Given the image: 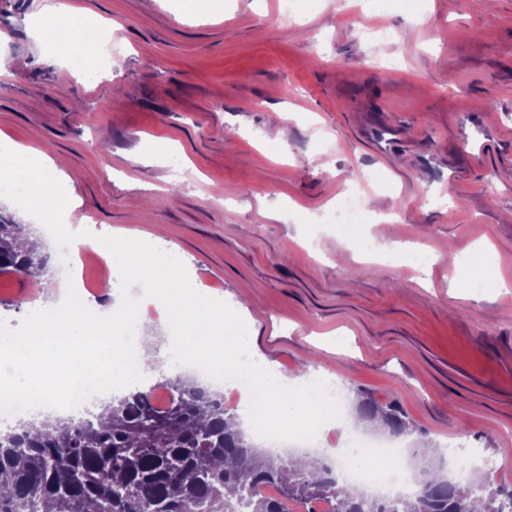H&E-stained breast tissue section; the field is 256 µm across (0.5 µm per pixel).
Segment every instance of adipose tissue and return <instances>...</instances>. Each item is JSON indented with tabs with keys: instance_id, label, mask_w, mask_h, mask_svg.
Instances as JSON below:
<instances>
[{
	"instance_id": "adipose-tissue-1",
	"label": "adipose tissue",
	"mask_w": 512,
	"mask_h": 512,
	"mask_svg": "<svg viewBox=\"0 0 512 512\" xmlns=\"http://www.w3.org/2000/svg\"><path fill=\"white\" fill-rule=\"evenodd\" d=\"M30 25L43 54L61 64L79 63L81 75L91 72L100 39L111 28H99L95 17L71 11L65 5L42 8ZM461 257L449 276L454 288L484 294L503 288L498 255L482 245L459 247ZM90 309L76 284L62 290L59 304L43 308L36 323L19 336L0 341L9 356V373L0 375V406L48 404L78 395L111 378L143 371L154 360L152 346L139 336L142 316L124 306L101 309V318L89 324Z\"/></svg>"
}]
</instances>
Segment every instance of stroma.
I'll use <instances>...</instances> for the list:
<instances>
[{
	"mask_svg": "<svg viewBox=\"0 0 512 512\" xmlns=\"http://www.w3.org/2000/svg\"><path fill=\"white\" fill-rule=\"evenodd\" d=\"M283 1L188 16L179 0H65L112 22L121 48L112 78L81 79L31 35L43 0H0L12 59L0 140L65 160L71 223L178 248L196 286L252 323L265 366L291 377L312 366L347 402L396 403L410 441L479 449L512 488V0H391L381 15L366 0H287L288 27ZM274 126L276 160L259 141ZM150 142L162 158L145 155ZM349 188L363 211L391 215L380 249L440 254L429 283L339 237L330 201ZM452 242L495 248L506 289H452ZM56 251L47 241L37 280L0 276V328L23 326L12 302L35 288L56 300Z\"/></svg>",
	"mask_w": 512,
	"mask_h": 512,
	"instance_id": "obj_1",
	"label": "stroma"
}]
</instances>
